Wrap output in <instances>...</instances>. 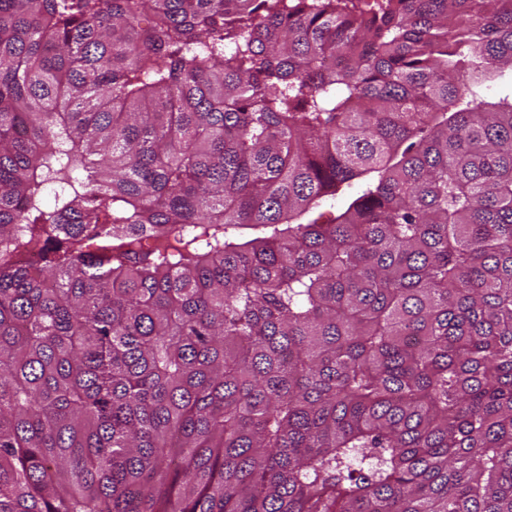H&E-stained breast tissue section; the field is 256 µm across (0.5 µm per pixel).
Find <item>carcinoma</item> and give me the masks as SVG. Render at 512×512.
I'll use <instances>...</instances> for the list:
<instances>
[{"instance_id":"carcinoma-1","label":"carcinoma","mask_w":512,"mask_h":512,"mask_svg":"<svg viewBox=\"0 0 512 512\" xmlns=\"http://www.w3.org/2000/svg\"><path fill=\"white\" fill-rule=\"evenodd\" d=\"M508 69L512 0H0V512H512Z\"/></svg>"}]
</instances>
